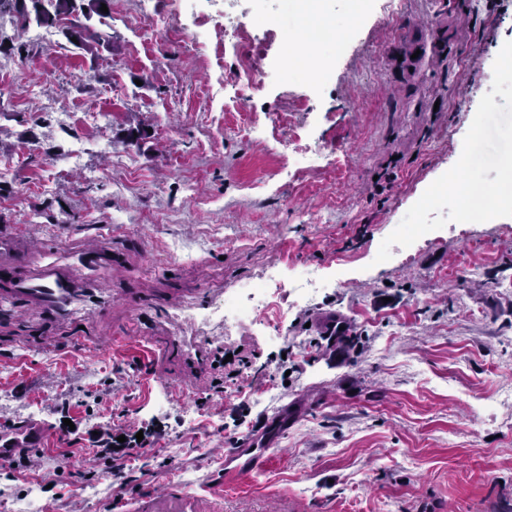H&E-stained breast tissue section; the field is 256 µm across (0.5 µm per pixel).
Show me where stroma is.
<instances>
[{"instance_id": "stroma-1", "label": "stroma", "mask_w": 512, "mask_h": 512, "mask_svg": "<svg viewBox=\"0 0 512 512\" xmlns=\"http://www.w3.org/2000/svg\"><path fill=\"white\" fill-rule=\"evenodd\" d=\"M228 11L264 65L292 58L251 93L258 141L224 107ZM387 14L330 0L346 46L318 44L320 84L298 63V0H112L88 21L111 37L93 55L0 16L27 47L0 53V213L32 261L101 239L111 255L103 311L0 313V425L33 417L63 440L0 469V500L146 512L170 471L200 512H512V201L492 223L419 206L462 171L501 182L512 0H401L396 37ZM298 143L326 146L330 169L297 174ZM302 270L323 283L312 300L281 293L225 333L226 295ZM336 316L349 350L324 338ZM114 428L144 432L146 453L96 460ZM251 445L265 469L204 493Z\"/></svg>"}]
</instances>
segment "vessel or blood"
Returning a JSON list of instances; mask_svg holds the SVG:
<instances>
[{
    "instance_id": "obj_1",
    "label": "vessel or blood",
    "mask_w": 512,
    "mask_h": 512,
    "mask_svg": "<svg viewBox=\"0 0 512 512\" xmlns=\"http://www.w3.org/2000/svg\"><path fill=\"white\" fill-rule=\"evenodd\" d=\"M28 235L21 229L0 230V274L6 286L0 290V310L12 307L15 298L25 297L60 319H68L76 299L88 296L79 288L78 277L92 278L101 266L105 250L96 246L80 251L70 269L55 263H35L25 257ZM55 440L44 423L31 420L24 425L0 431V455L11 456L20 449L49 448ZM267 462L265 449L241 448L224 468V480L231 483L258 471ZM163 491L156 500L164 512H195L196 502L172 475L162 478Z\"/></svg>"
}]
</instances>
